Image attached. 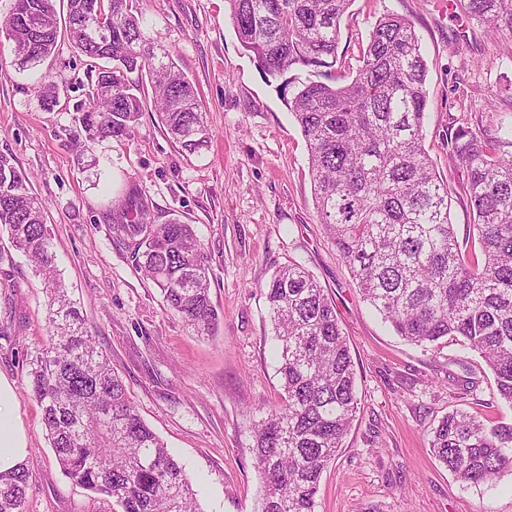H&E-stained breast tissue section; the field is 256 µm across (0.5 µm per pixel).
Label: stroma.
Instances as JSON below:
<instances>
[{"instance_id": "35a3bbf8", "label": "stroma", "mask_w": 512, "mask_h": 512, "mask_svg": "<svg viewBox=\"0 0 512 512\" xmlns=\"http://www.w3.org/2000/svg\"><path fill=\"white\" fill-rule=\"evenodd\" d=\"M147 38L196 88L211 139L185 154L153 110L131 139L73 146L74 103L89 83L84 59L59 36L53 56L19 70L0 37V154L11 156L45 206L56 266L88 328L145 422L183 465L204 512H257L261 481L253 427L280 400L274 340L261 294L278 266L303 265L332 299L349 339L359 411L324 472L316 512H512V474L479 486L458 481L432 454L439 420L459 409L512 422L484 360L460 341L406 342L363 301L349 267L318 222L301 129L254 57L242 48L225 0H136ZM413 20L428 65L426 144L448 184L459 236L473 222L466 177L441 133L450 121L495 134L512 126V35L470 29L462 10L435 0H354L327 76L344 83L362 63L378 18ZM56 76L58 100L33 83ZM151 221L193 225L211 266L219 317L198 335L165 310L160 292L109 230L130 188ZM41 278L0 232V374L14 385L29 473L26 512H116L61 472L29 394L28 362L47 340Z\"/></svg>"}]
</instances>
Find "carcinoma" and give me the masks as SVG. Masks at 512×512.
I'll list each match as a JSON object with an SVG mask.
<instances>
[{
	"label": "carcinoma",
	"instance_id": "1",
	"mask_svg": "<svg viewBox=\"0 0 512 512\" xmlns=\"http://www.w3.org/2000/svg\"><path fill=\"white\" fill-rule=\"evenodd\" d=\"M225 2L243 49L265 75L281 79V97L307 143L318 221L363 299L414 345L450 337L479 354L512 407V133L444 131L467 179L478 241L468 248L425 147L427 64L414 24L381 16L349 82L298 85L285 74L336 60L340 23L354 0ZM463 10L488 34H512V0H463ZM145 25L131 0H67L72 48L107 62L90 84L92 102L73 107L78 123L90 141L128 139L151 94L170 139L199 153L210 133L198 95L173 59L156 61ZM0 28L20 66L49 58L60 29L55 0H14ZM0 230L48 292L47 342L28 376L61 470L122 512H204L184 468L142 419L62 286L42 201L3 154ZM110 231L167 308L209 334L218 314L193 227L151 223L136 190L112 209ZM263 294L283 395L253 428L263 485L258 512H315L322 474L358 411L350 346L332 301L302 266L279 267ZM430 448L458 480L489 483L512 473V422L453 411L434 428ZM27 485L23 467L0 473V512H25Z\"/></svg>",
	"mask_w": 512,
	"mask_h": 512
}]
</instances>
